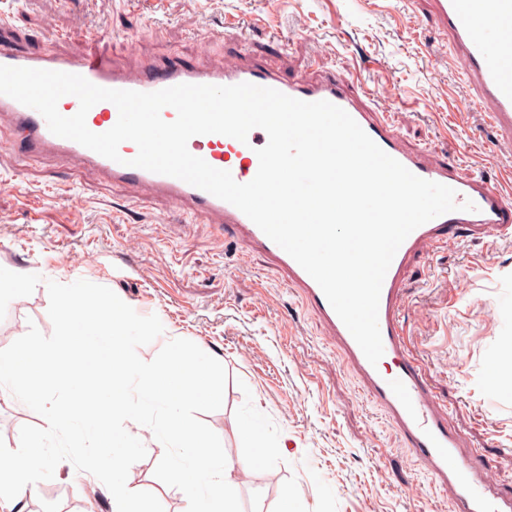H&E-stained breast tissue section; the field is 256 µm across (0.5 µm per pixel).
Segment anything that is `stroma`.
I'll use <instances>...</instances> for the list:
<instances>
[{
	"mask_svg": "<svg viewBox=\"0 0 512 512\" xmlns=\"http://www.w3.org/2000/svg\"><path fill=\"white\" fill-rule=\"evenodd\" d=\"M12 26L0 47L111 54L135 68L181 57L220 67L261 56L288 78L327 74L368 87L391 84L406 146L458 159L512 190L511 163L490 151L489 124L464 112V83L448 36L427 4L402 0H0ZM0 125V267L44 280L84 279L112 289L161 337L138 349L152 361L167 338L219 356L224 402L200 419L226 457H248L249 417L266 421V463L237 473L242 512H278L284 490L302 512H454L451 490L427 477L385 412L369 398L336 337L274 259L239 246L205 215L161 195L114 185L59 158L28 156ZM49 296L9 303L0 349L29 325L51 335ZM405 343L462 447L477 451L494 482L512 490V238L467 237L409 267L401 292ZM39 414L0 389V439L19 446ZM147 455L129 476L164 512H185L181 490L154 474L164 448L133 431ZM26 512H112L104 484L62 461L28 498Z\"/></svg>",
	"mask_w": 512,
	"mask_h": 512,
	"instance_id": "obj_1",
	"label": "stroma"
}]
</instances>
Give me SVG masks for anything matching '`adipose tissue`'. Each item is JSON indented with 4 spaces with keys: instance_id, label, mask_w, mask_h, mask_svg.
I'll return each mask as SVG.
<instances>
[{
    "instance_id": "ef3b65f1",
    "label": "adipose tissue",
    "mask_w": 512,
    "mask_h": 512,
    "mask_svg": "<svg viewBox=\"0 0 512 512\" xmlns=\"http://www.w3.org/2000/svg\"><path fill=\"white\" fill-rule=\"evenodd\" d=\"M49 461L22 450L11 453L0 464V512H24L27 489L36 487L46 476Z\"/></svg>"
}]
</instances>
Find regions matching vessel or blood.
<instances>
[{"label":"vessel or blood","mask_w":512,"mask_h":512,"mask_svg":"<svg viewBox=\"0 0 512 512\" xmlns=\"http://www.w3.org/2000/svg\"><path fill=\"white\" fill-rule=\"evenodd\" d=\"M431 6L434 22L447 32L453 45L454 67L466 82L464 109L486 115L497 132L496 155L511 158L512 39L504 35L502 24L512 20V0H431ZM0 65L78 74L97 86L117 90L153 92L182 83L247 82L303 101L326 100L345 110L382 150L412 173L452 187L457 202H474L475 211L450 212L416 228L396 252L383 281L378 312L383 359L391 364L385 370L369 363L314 279L238 208L180 179L128 166V159L137 154L133 142H123L120 161H112L75 141L55 136L37 111L0 95V122L9 123L21 133L32 155L53 154L94 169L111 182L162 195L192 213L223 223L245 247H257L273 256L339 340L369 395L385 409L433 483L452 489L455 512H512V495L500 492L478 455L463 452L457 432L435 407L422 370L405 346L399 313L401 288L414 257L452 248L465 235L512 237L511 194L483 177L467 173L458 162L432 159L408 149L389 120V93L366 88L357 94L332 75L319 81H289L270 64L255 60L221 69L190 67L174 60L162 67L132 70L113 65L111 55L104 53L73 56L21 45L1 48ZM118 118L117 107L102 101L89 110L86 124L92 132L103 133ZM267 141L266 132L256 128L244 143L222 134L196 135L189 139L188 149L212 167L230 171L237 182L246 183L255 177L259 168L256 151Z\"/></svg>","instance_id":"b4317fda"}]
</instances>
